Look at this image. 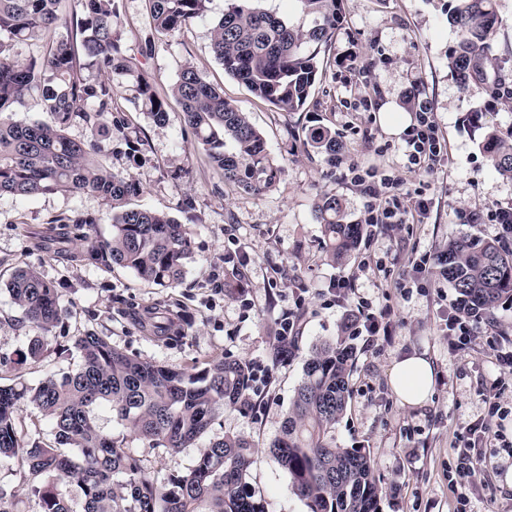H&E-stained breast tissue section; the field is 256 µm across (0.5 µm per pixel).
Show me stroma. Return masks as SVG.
Wrapping results in <instances>:
<instances>
[{
	"label": "stroma",
	"instance_id": "stroma-1",
	"mask_svg": "<svg viewBox=\"0 0 512 512\" xmlns=\"http://www.w3.org/2000/svg\"><path fill=\"white\" fill-rule=\"evenodd\" d=\"M451 2L343 0L336 32L321 47L323 76L307 106L280 112L226 74L211 52L208 30L223 13L224 0H211L206 15L163 38L147 57L138 53L150 32L147 0H118L126 49L138 69L154 79L159 94L167 95L184 66L194 65L249 113L283 172L258 194L225 186L191 149L179 105H172L165 125H156L135 105L131 83L89 69V78L110 79L130 132L144 142L145 159L136 169H128L126 158L105 142L100 160L116 172L131 170L139 184L131 207L162 212L185 225L192 255L181 284L162 288L131 270L91 259L86 243L59 240L48 223L59 214L89 217L91 240L109 238L112 210L101 198L1 196L0 386L34 387L75 368L79 357L73 341L87 331L175 371L224 358L244 360L265 377L255 409L224 406L207 438L187 448H154L132 434L125 444L145 475L164 486L196 462L209 440L246 437L256 446L250 483L266 512H308L287 472L267 451L280 434L312 349L342 339L356 357L336 444L370 452L383 489L380 512H456L458 492L448 473L457 464L460 433L485 418V397L498 395L502 406L512 407V385L497 381V349L512 344V301L480 322L466 349L454 351L445 323L456 293L439 272L416 276L415 287L403 291L393 286L411 253L437 256L460 234L495 238L496 225L460 223L457 208L512 205V180L494 172L482 148L486 125L512 132V102L493 98L478 83L461 86L450 73L448 54L458 42L448 24ZM413 84L429 102L447 150L437 171L407 176L406 189L431 199L430 210L423 223L406 225L401 235L363 236L347 262L331 264L315 206L323 195H337L345 223H355L365 196L347 178L348 164L373 168L379 176L406 171L405 138L389 131L382 114L393 110L411 117L405 91ZM476 110L482 115L477 122L471 118ZM314 125L335 131L343 146L341 164H329L306 146V131ZM188 199L194 204L190 211L184 207ZM18 267L37 270L58 288L64 309L51 349L21 364L16 357L32 331L5 288ZM340 280L355 289V297L336 298L330 286ZM217 281L224 283L223 293H215ZM300 297L305 304L299 334L287 361L273 362L278 320ZM362 297L375 307L394 309L389 340L369 345L345 335L343 324ZM414 352L431 362L434 387L424 405L412 407L395 395L389 370ZM475 454L468 512H512V489L503 480L512 469V448L491 437ZM32 482L21 458L0 460V489L15 494L16 512H40L38 499L27 492Z\"/></svg>",
	"mask_w": 512,
	"mask_h": 512
}]
</instances>
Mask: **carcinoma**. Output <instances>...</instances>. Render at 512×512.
Returning a JSON list of instances; mask_svg holds the SVG:
<instances>
[{
    "label": "carcinoma",
    "mask_w": 512,
    "mask_h": 512,
    "mask_svg": "<svg viewBox=\"0 0 512 512\" xmlns=\"http://www.w3.org/2000/svg\"><path fill=\"white\" fill-rule=\"evenodd\" d=\"M251 2L225 0L224 13L208 35L214 57L257 98L281 112L299 111L322 75L319 49L336 31L342 0H294L311 18L306 28ZM60 3L0 0V196L90 193L102 198L112 208V235L90 243L91 256L174 288L184 276L191 238L172 217L129 207L127 200L139 191L133 175L99 163L100 135L132 168L144 156L143 143L128 131L112 85L84 75L85 61L130 80L137 106L156 125L167 122L168 98L175 99L192 148L208 158L224 182L259 193L274 183L282 167L248 113L226 100L194 66L181 70L168 98L132 68L115 0H82L83 11L75 17L63 15ZM148 3L153 29L163 36L204 15L210 0ZM448 23L459 37L448 54V68L460 83L487 81L493 97L511 95L512 80L490 74L497 0H455ZM39 36L45 39L41 58L21 63L12 57L13 43ZM31 95L42 100L51 122L16 117L14 105ZM77 124L89 130L82 141L67 134ZM306 144L330 161L341 149L336 134L322 126L309 130ZM483 148L494 171L512 179V144L497 127H486ZM342 212L334 194L324 195L316 210L326 257L335 264L357 249L362 231L359 224L343 223ZM48 223L72 224L74 238L86 241L84 227L93 219L54 216ZM438 265L469 311L490 316L502 300H512V249L498 242L453 237ZM6 288L22 321L34 331L20 354L23 363L51 345L63 310L55 286L33 269H17ZM74 348L80 357L75 369L29 389L0 386V457H21L29 473L43 479L31 487L40 512H73L57 480L78 488L83 512H265L249 483L256 452L249 440L226 436L210 442L167 489L143 474L125 450L124 438L99 422V411L106 409L117 426L154 447L185 448L207 434L219 408L242 400L250 385L246 362L221 359L194 373L177 372L119 351L94 332L76 337ZM354 356L341 341L311 352L282 434L270 445V454L287 471L309 512L378 510L382 488L370 454L339 448L334 437L346 409ZM22 399L50 420L55 445L21 441L16 412Z\"/></svg>",
    "instance_id": "obj_1"
}]
</instances>
